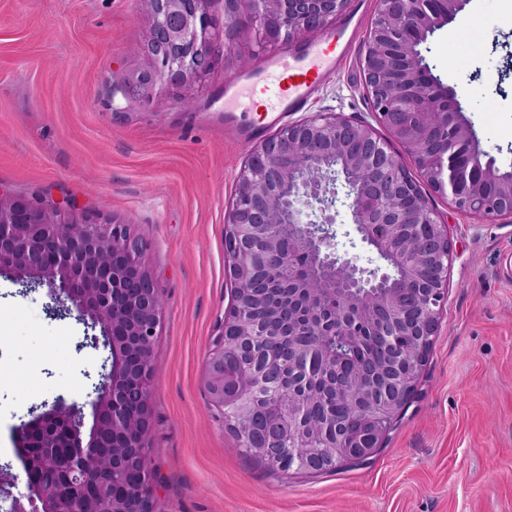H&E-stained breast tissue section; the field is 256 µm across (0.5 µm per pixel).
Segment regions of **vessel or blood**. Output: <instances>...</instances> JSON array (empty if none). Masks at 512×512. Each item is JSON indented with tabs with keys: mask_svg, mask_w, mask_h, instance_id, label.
Returning <instances> with one entry per match:
<instances>
[{
	"mask_svg": "<svg viewBox=\"0 0 512 512\" xmlns=\"http://www.w3.org/2000/svg\"><path fill=\"white\" fill-rule=\"evenodd\" d=\"M346 53L343 40L306 43L301 51L264 65L257 80L233 82L224 92L228 112H299Z\"/></svg>",
	"mask_w": 512,
	"mask_h": 512,
	"instance_id": "b4317fda",
	"label": "vessel or blood"
}]
</instances>
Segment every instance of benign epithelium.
I'll use <instances>...</instances> for the list:
<instances>
[{
  "instance_id": "7a95c632",
  "label": "benign epithelium",
  "mask_w": 512,
  "mask_h": 512,
  "mask_svg": "<svg viewBox=\"0 0 512 512\" xmlns=\"http://www.w3.org/2000/svg\"><path fill=\"white\" fill-rule=\"evenodd\" d=\"M143 66L119 92L149 101L159 86L191 89L224 56V19L216 0H144ZM349 0H249L259 37L275 45L328 29ZM468 0H376L359 55L374 122L316 112L251 148L224 213V253L234 284L208 363L229 353L248 367L235 398L209 392L224 426L247 437L254 455L280 470H306L371 456L407 406L440 323L452 259L449 225L422 184L486 223L512 222V176L479 148L457 91L437 80L423 48ZM384 127L380 137L373 123ZM349 211L361 242L377 259L339 249L338 221ZM147 242L114 220L75 206L0 194V274L26 294L44 285L55 310L99 329L111 360L88 394L92 424L62 399L22 422L17 446L43 441L71 449L61 475L72 495L23 466L26 492L0 480L13 512H90L93 494L106 512H160L148 435L155 368L152 349L164 317V292L143 262ZM375 337L373 355L348 371L341 350L311 336ZM411 343L404 345L403 337ZM326 369L311 370L309 347ZM288 395L286 422L274 423L267 390ZM349 399L365 438L353 441L332 404ZM112 449V473L138 470L142 483L121 496L94 462Z\"/></svg>"
}]
</instances>
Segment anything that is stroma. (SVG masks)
Wrapping results in <instances>:
<instances>
[{"label": "stroma", "mask_w": 512, "mask_h": 512, "mask_svg": "<svg viewBox=\"0 0 512 512\" xmlns=\"http://www.w3.org/2000/svg\"><path fill=\"white\" fill-rule=\"evenodd\" d=\"M215 9L232 51L192 91L164 87L145 105L113 93L143 62V0H0V191L130 225L165 293L149 441L162 512H512V223L481 222L435 193L453 243L448 300L415 392L376 453L333 472L284 473L225 429L204 386L232 303L224 213L247 152L296 116L253 134L252 113L225 112L224 89L302 43L262 44L247 0ZM374 10L375 0H349L337 18L334 31L356 37L310 111L370 118L359 53ZM506 36L512 0H469L427 55L505 170L512 79L501 81L504 53L492 44ZM51 306L47 288L24 294L0 275V467L17 477L16 427L59 397L90 416L105 356Z\"/></svg>", "instance_id": "1"}]
</instances>
